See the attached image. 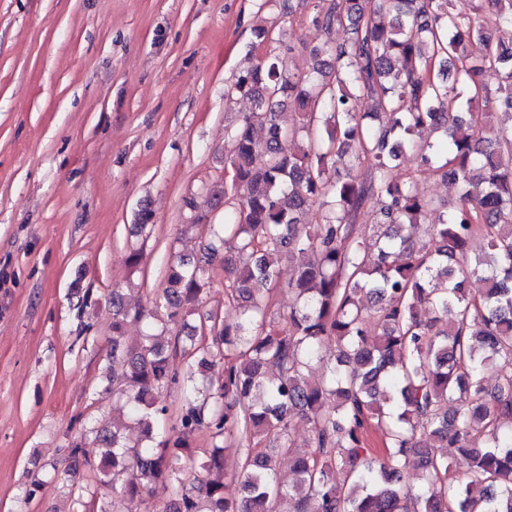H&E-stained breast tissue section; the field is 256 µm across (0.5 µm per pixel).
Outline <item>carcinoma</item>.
Wrapping results in <instances>:
<instances>
[{"label": "carcinoma", "mask_w": 512, "mask_h": 512, "mask_svg": "<svg viewBox=\"0 0 512 512\" xmlns=\"http://www.w3.org/2000/svg\"><path fill=\"white\" fill-rule=\"evenodd\" d=\"M486 1L496 27L512 29V0H315L313 22L347 28L346 40L313 47L304 76H284L265 53L236 77L227 96L248 98L251 111L227 131L224 187L208 201L224 207V223L204 264L170 266L155 300L166 319L134 342L127 323L149 314L112 289V398L126 416L68 442L125 512H149L159 483L170 489L164 512H512V127L486 136L491 113L512 112V45L483 24ZM476 35L484 52L467 65ZM421 128L441 139L415 140ZM407 150L463 187L432 223L435 202L393 178ZM313 206L320 224L305 221ZM362 214L370 226L357 224ZM425 223L423 238L405 230ZM478 233L486 251L476 255ZM285 252L295 301L277 322L253 285L278 280ZM216 260L235 318L215 312L197 327L188 317L211 293ZM472 278L484 283L478 295L465 288ZM330 348L334 363L310 378ZM296 416L310 425L311 452L293 448ZM203 430L210 448L194 447ZM373 430L380 453L368 446ZM90 436L97 466L85 458ZM447 447L465 457L463 476L435 452ZM231 448L243 462L228 481ZM282 456L289 485L276 477ZM411 458L419 481L407 487Z\"/></svg>", "instance_id": "cac0c4a2"}]
</instances>
